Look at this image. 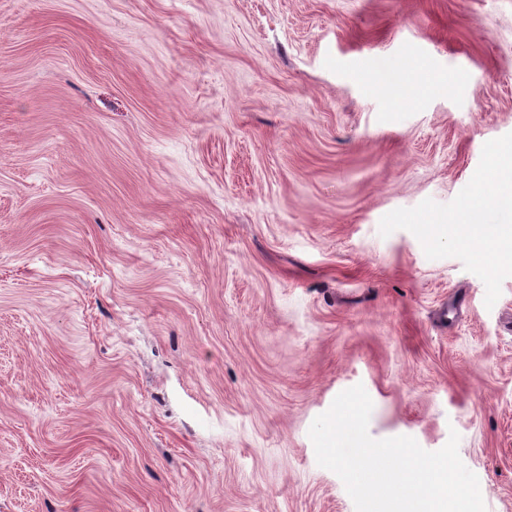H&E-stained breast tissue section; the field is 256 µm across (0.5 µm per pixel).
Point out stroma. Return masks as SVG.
Masks as SVG:
<instances>
[{
    "instance_id": "obj_1",
    "label": "stroma",
    "mask_w": 512,
    "mask_h": 512,
    "mask_svg": "<svg viewBox=\"0 0 512 512\" xmlns=\"http://www.w3.org/2000/svg\"><path fill=\"white\" fill-rule=\"evenodd\" d=\"M505 147L512 0H0V512H355L359 383L512 512ZM503 158H498L501 162V166L497 170V178L499 183L498 195L496 196L497 202L500 207L509 209L511 205L512 211V182H511V165L512 160L510 153L508 155H502ZM452 234L455 237H460L463 241L484 246L489 241L503 242L508 241L511 243L512 238V226H503L496 230H486L480 224L478 225H457L453 230Z\"/></svg>"
}]
</instances>
